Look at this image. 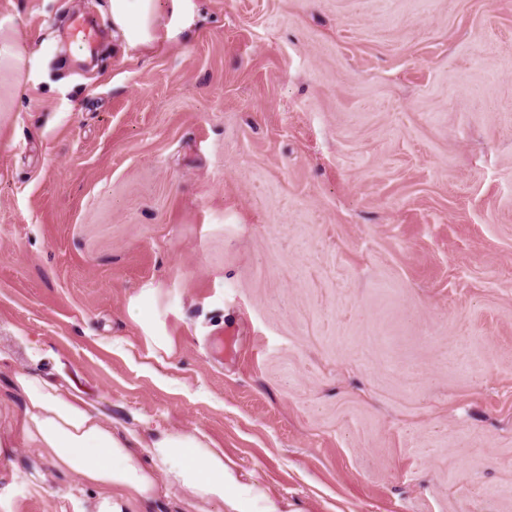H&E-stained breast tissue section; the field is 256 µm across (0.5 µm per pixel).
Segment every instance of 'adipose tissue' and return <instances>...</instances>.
I'll list each match as a JSON object with an SVG mask.
<instances>
[{
    "label": "adipose tissue",
    "instance_id": "obj_1",
    "mask_svg": "<svg viewBox=\"0 0 512 512\" xmlns=\"http://www.w3.org/2000/svg\"><path fill=\"white\" fill-rule=\"evenodd\" d=\"M110 12L136 42L153 40V0H110ZM153 294L143 289L131 299L129 312L149 356L162 363L173 356L174 345L159 311L143 308ZM14 382L25 404L23 439L37 444L56 467L106 487L99 512H137L160 492L175 490L193 508L217 501L229 512H279L259 483H241L225 463L223 449L213 447L200 430H169L146 440L113 430L79 392L59 390L24 372L16 373Z\"/></svg>",
    "mask_w": 512,
    "mask_h": 512
}]
</instances>
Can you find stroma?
Instances as JSON below:
<instances>
[{"label":"stroma","mask_w":512,"mask_h":512,"mask_svg":"<svg viewBox=\"0 0 512 512\" xmlns=\"http://www.w3.org/2000/svg\"><path fill=\"white\" fill-rule=\"evenodd\" d=\"M188 7L86 47L109 0H0V512L100 503L18 371L283 512H512V0ZM147 297H154V289L145 288L132 298L129 303V312L141 328L143 336L141 341L148 350L151 358L159 363H165L174 355V345L170 336H167L161 314L154 308L149 315H145L143 301Z\"/></svg>","instance_id":"obj_1"}]
</instances>
